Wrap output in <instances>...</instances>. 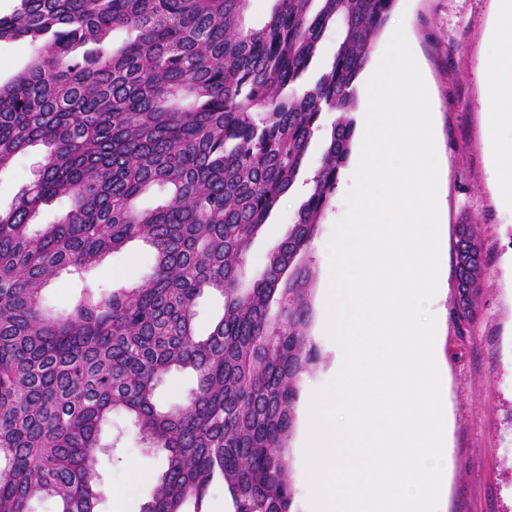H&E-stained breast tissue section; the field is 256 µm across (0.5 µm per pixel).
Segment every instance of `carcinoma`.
Returning a JSON list of instances; mask_svg holds the SVG:
<instances>
[{
  "label": "carcinoma",
  "instance_id": "carcinoma-1",
  "mask_svg": "<svg viewBox=\"0 0 512 512\" xmlns=\"http://www.w3.org/2000/svg\"><path fill=\"white\" fill-rule=\"evenodd\" d=\"M17 0L0 42L34 55L0 83V169L34 143L42 172L0 211V512H99L94 470L112 415L164 453L141 512H203L224 485L232 512H292L289 441L302 376L317 361L306 328L309 251L355 133L356 79L396 0ZM339 38L319 66L332 29ZM134 37L116 46L110 33ZM334 114L305 198L258 275L248 251L295 188ZM159 186L154 209L140 195ZM66 197L57 224L41 205ZM140 240V282L84 288L65 308L44 292ZM456 318L476 319L486 259L463 225ZM206 294L223 301L196 328ZM173 370L195 380L166 407Z\"/></svg>",
  "mask_w": 512,
  "mask_h": 512
}]
</instances>
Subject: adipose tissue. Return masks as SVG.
<instances>
[{
    "label": "adipose tissue",
    "mask_w": 512,
    "mask_h": 512,
    "mask_svg": "<svg viewBox=\"0 0 512 512\" xmlns=\"http://www.w3.org/2000/svg\"><path fill=\"white\" fill-rule=\"evenodd\" d=\"M494 38L500 53L486 63L490 73L489 93L495 103L487 123V138L494 154L493 188L498 196L512 201V138L499 137L501 126L512 125V0H498Z\"/></svg>",
    "instance_id": "1"
}]
</instances>
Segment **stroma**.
Segmentation results:
<instances>
[{"label":"stroma","instance_id":"stroma-1","mask_svg":"<svg viewBox=\"0 0 512 512\" xmlns=\"http://www.w3.org/2000/svg\"><path fill=\"white\" fill-rule=\"evenodd\" d=\"M495 0H397L387 32L403 27L426 83L440 160V288L429 310L437 319L436 356L448 417V477L440 512H512V206L498 202L490 182L486 117L491 110L484 64L496 50L488 30ZM42 147L20 153L0 169V209L8 210L33 178ZM346 175L319 226L310 258L315 270L307 327L318 362L301 380L289 458L295 512H307L302 470L305 408L309 397L336 374V344L322 329L323 288L328 272L321 251L344 216ZM296 186L271 214L266 232L249 249V268L258 273L269 249L285 235L304 199ZM476 225L489 265L475 298L477 319L469 325L452 316L457 296L454 274L457 225ZM151 262L149 247L133 243L92 268L86 281L62 279L48 289L51 302L66 305L82 285L106 288L142 280ZM111 448L97 455L100 512H139L164 466L146 452L129 418H115Z\"/></svg>","mask_w":512,"mask_h":512}]
</instances>
